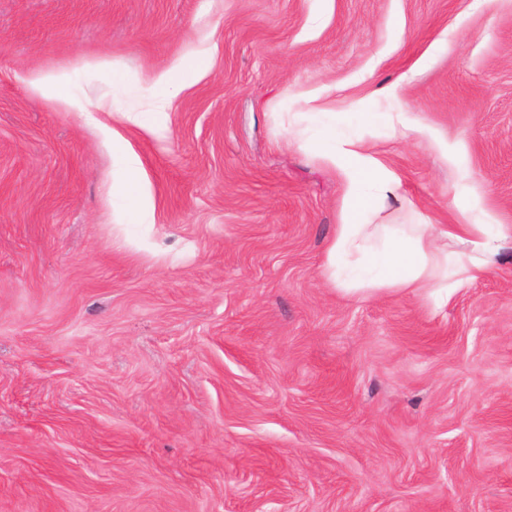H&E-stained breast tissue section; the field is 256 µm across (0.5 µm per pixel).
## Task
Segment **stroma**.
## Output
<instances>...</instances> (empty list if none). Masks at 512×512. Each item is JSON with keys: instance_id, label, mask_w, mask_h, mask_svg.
<instances>
[{"instance_id": "35a3bbf8", "label": "stroma", "mask_w": 512, "mask_h": 512, "mask_svg": "<svg viewBox=\"0 0 512 512\" xmlns=\"http://www.w3.org/2000/svg\"><path fill=\"white\" fill-rule=\"evenodd\" d=\"M317 112L401 178L371 223L512 225V0H0V512H512V243L344 296ZM203 66V62L201 60H197L185 67L184 64L176 65L171 71L167 73H163L158 75L148 84V90L151 92V95L155 98H164L177 84V77L175 74H183L187 69L189 70H198ZM68 81L67 73H44L38 75L31 82V86L36 94L54 99L71 112H91L87 102L69 95L67 92ZM125 152V168H126V182L127 184L135 185L139 190V200L133 203L132 210L135 214H144L147 212V203L145 201L146 194L142 182V174L140 168V161L138 156L131 150H124Z\"/></svg>"}]
</instances>
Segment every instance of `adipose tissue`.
Here are the masks:
<instances>
[{
    "label": "adipose tissue",
    "mask_w": 512,
    "mask_h": 512,
    "mask_svg": "<svg viewBox=\"0 0 512 512\" xmlns=\"http://www.w3.org/2000/svg\"><path fill=\"white\" fill-rule=\"evenodd\" d=\"M324 159L349 182L343 219L326 248L324 273L344 295L377 291L434 289L447 300L461 285L487 273L502 244L512 241L511 224L475 222L460 209L453 224H415L410 232L388 234L381 249L371 241L373 202L397 197L401 180L384 168L362 139L340 138L335 128L320 130Z\"/></svg>",
    "instance_id": "adipose-tissue-1"
}]
</instances>
